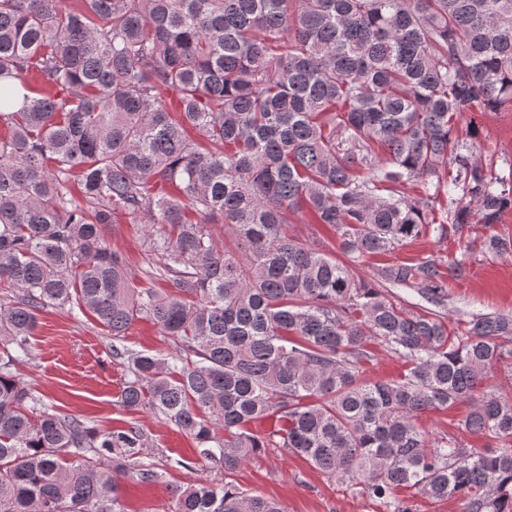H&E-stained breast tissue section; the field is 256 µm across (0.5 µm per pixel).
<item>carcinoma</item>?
I'll use <instances>...</instances> for the list:
<instances>
[{"label":"carcinoma","instance_id":"obj_1","mask_svg":"<svg viewBox=\"0 0 512 512\" xmlns=\"http://www.w3.org/2000/svg\"><path fill=\"white\" fill-rule=\"evenodd\" d=\"M504 107L512 0H0V512H129L121 479L164 478L138 424L101 431L17 373L37 313L65 306L111 333L119 406L168 420L226 475L277 448L386 512H412L400 489L512 512V396L477 394L512 360V313L448 326L465 253L446 272L427 256L352 274L473 223L482 253L512 256L495 230L512 164L495 172L459 133ZM119 214L148 221L147 273L171 293L135 283L106 240ZM306 217L339 254L289 233ZM138 319L176 352L123 346ZM372 343L405 361L398 379L366 377ZM463 402L464 428L499 446L418 427ZM167 512L284 510L226 480L172 488Z\"/></svg>","mask_w":512,"mask_h":512}]
</instances>
